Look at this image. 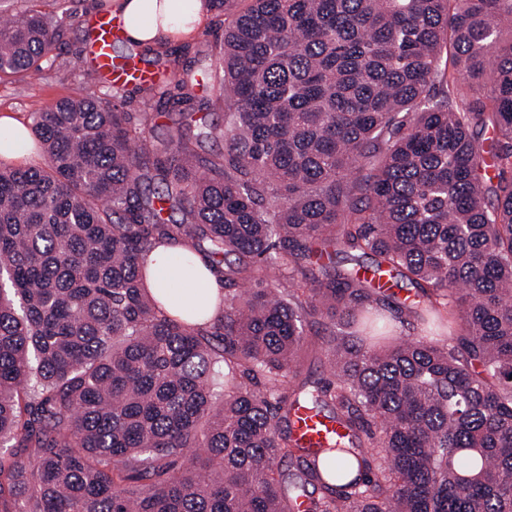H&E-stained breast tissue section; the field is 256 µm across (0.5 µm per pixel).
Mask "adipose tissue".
Instances as JSON below:
<instances>
[{
    "mask_svg": "<svg viewBox=\"0 0 512 512\" xmlns=\"http://www.w3.org/2000/svg\"><path fill=\"white\" fill-rule=\"evenodd\" d=\"M112 13L123 20L130 42L156 46L190 39L211 17L203 0H112ZM38 155L26 127L11 115H0V157L26 164ZM187 251L184 245L156 246L144 258L146 284L159 302L178 289L184 307L204 301L210 315H217L224 287L202 262L182 264L180 258Z\"/></svg>",
    "mask_w": 512,
    "mask_h": 512,
    "instance_id": "ef3b65f1",
    "label": "adipose tissue"
}]
</instances>
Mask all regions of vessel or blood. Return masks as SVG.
Listing matches in <instances>:
<instances>
[{
  "instance_id": "b4317fda",
  "label": "vessel or blood",
  "mask_w": 512,
  "mask_h": 512,
  "mask_svg": "<svg viewBox=\"0 0 512 512\" xmlns=\"http://www.w3.org/2000/svg\"><path fill=\"white\" fill-rule=\"evenodd\" d=\"M84 24L91 35L86 61L98 70L105 83L153 78V71L142 69L135 62L120 64L113 60L111 44L119 37L122 29V24L117 18L99 13L86 18ZM292 423L296 439L306 448L323 447L328 437L335 435L339 430L335 422L316 415L305 406L296 407Z\"/></svg>"
}]
</instances>
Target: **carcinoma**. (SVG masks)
Returning a JSON list of instances; mask_svg holds the SVG:
<instances>
[{
	"label": "carcinoma",
	"mask_w": 512,
	"mask_h": 512,
	"mask_svg": "<svg viewBox=\"0 0 512 512\" xmlns=\"http://www.w3.org/2000/svg\"><path fill=\"white\" fill-rule=\"evenodd\" d=\"M205 2L224 152L175 59L135 83L164 138L117 83L32 113L44 165L0 168V512H512V0ZM63 24L0 11V78H40ZM160 243L219 316L145 293ZM309 317L336 380L295 387ZM298 405L344 433L300 447ZM188 252L189 248L184 245L156 246L143 260L146 284L171 316L175 315V308L169 305L167 295L176 288L186 290L181 293L186 308L207 299L209 312L205 318L197 320H211L220 311L218 306L224 298V285L211 275L200 259L192 267L182 264L179 258Z\"/></svg>",
	"instance_id": "carcinoma-1"
}]
</instances>
